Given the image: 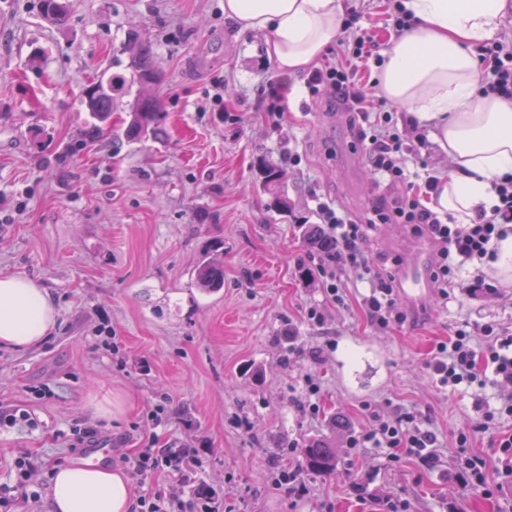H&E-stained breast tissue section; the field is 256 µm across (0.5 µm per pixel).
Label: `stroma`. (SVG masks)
I'll list each match as a JSON object with an SVG mask.
<instances>
[{
	"label": "stroma",
	"instance_id": "obj_1",
	"mask_svg": "<svg viewBox=\"0 0 512 512\" xmlns=\"http://www.w3.org/2000/svg\"><path fill=\"white\" fill-rule=\"evenodd\" d=\"M224 0H70L67 20L45 19L39 0H0V274L47 288L59 313L39 346L0 348V512H49L51 474L80 460L88 439L111 436L112 466L147 447L194 450L200 460L180 494L188 512H379V499L408 512H499L512 491L490 497L462 488L463 455L487 461L499 480L495 441L512 416L477 429L475 403L500 405L511 387L444 390L424 363L462 322L512 330V286L478 287L480 261L409 312L376 329L357 272L345 269V306L315 279L312 195L359 218L380 191L352 147L347 116L309 97L303 73L279 123L266 112L268 84L281 76L265 37L224 17ZM361 30L381 44L394 32L387 0H343ZM152 46L161 73L150 94L164 112L159 138L130 142L127 102L117 101L112 137L93 135L81 101L90 83L131 76L120 46L130 30ZM302 157L299 166L289 154ZM283 168L285 212L270 209L266 165ZM421 241L400 225H379L365 243L371 265L409 260ZM220 251L224 286H197L201 259ZM317 307L323 323L309 321ZM298 339L286 348L285 324ZM335 346L315 356L325 340ZM320 390L308 398L304 376ZM107 389L129 408L94 417L90 394ZM317 412H310L309 403ZM415 408L441 442L442 463L391 462L345 437L369 429L363 406ZM340 421L330 429V418ZM469 437L467 452L455 446ZM328 438L336 470L307 476L309 496L272 489L278 469H300L309 441ZM34 468L21 474L16 459ZM366 486L357 498L353 484Z\"/></svg>",
	"mask_w": 512,
	"mask_h": 512
}]
</instances>
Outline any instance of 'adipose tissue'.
I'll return each mask as SVG.
<instances>
[{
    "label": "adipose tissue",
    "instance_id": "adipose-tissue-1",
    "mask_svg": "<svg viewBox=\"0 0 512 512\" xmlns=\"http://www.w3.org/2000/svg\"><path fill=\"white\" fill-rule=\"evenodd\" d=\"M412 26L392 39L376 91L430 126L451 167L442 176L439 210L458 223L495 204L493 182L512 172V98L477 92L473 48L491 38L507 0H401ZM224 16L266 37V52L284 74L307 70L341 37L342 0H224ZM53 298L38 282L0 276V346L26 350L56 329ZM128 475L87 460L57 467L52 512H131Z\"/></svg>",
    "mask_w": 512,
    "mask_h": 512
}]
</instances>
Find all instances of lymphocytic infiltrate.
<instances>
[{"label": "lymphocytic infiltrate", "mask_w": 512, "mask_h": 512, "mask_svg": "<svg viewBox=\"0 0 512 512\" xmlns=\"http://www.w3.org/2000/svg\"><path fill=\"white\" fill-rule=\"evenodd\" d=\"M379 43L360 35L341 41L335 60L324 61L311 70L304 86L311 97L331 94L350 116L354 128V146L363 155L378 185L390 190L388 201L374 206L361 220L350 219L332 201L315 197V212L333 247L317 263L324 293L336 304H345L347 288L341 279L344 267L355 268L368 292L363 297L366 314L372 325L387 328L403 324L405 315L394 298L396 278L388 270H375L369 265L362 244L377 225L404 224L415 237L427 238L434 247L430 279L440 297H447L448 284L458 261L493 258L492 240L502 238L505 225L512 224V173L497 178L493 189L496 203L488 209L477 208L471 223H456L453 216L428 206L437 193L440 177L431 170L410 173L409 164H422L420 152L399 131L391 113L381 103L367 98L353 73L343 61L366 59L378 51ZM480 64L489 78L480 88L482 95L512 97V43L495 40L482 46ZM483 337V347H476V337ZM433 380L440 387L486 386L488 381L512 385V333L497 326L463 323L457 325L448 342L438 343L426 363ZM373 426L350 436L352 448L371 449L396 461L408 455L423 467L439 464V440L436 432L421 425L417 413L387 410L373 405L368 409ZM197 458L185 459L154 448L141 449L132 461L140 475L166 467L175 484H183L190 468L198 466Z\"/></svg>", "instance_id": "lymphocytic-infiltrate-1"}]
</instances>
